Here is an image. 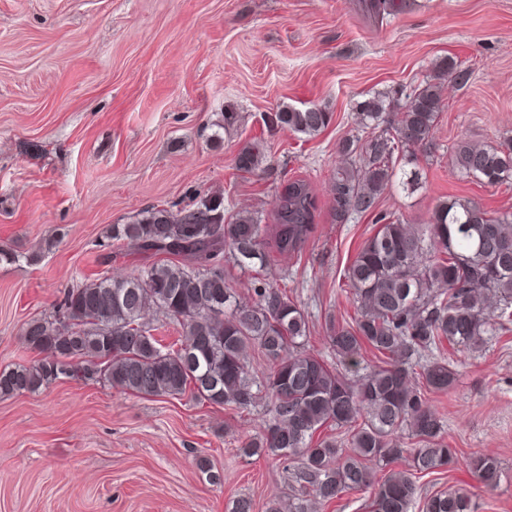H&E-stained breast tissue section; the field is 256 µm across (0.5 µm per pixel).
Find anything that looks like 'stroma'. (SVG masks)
I'll use <instances>...</instances> for the list:
<instances>
[{
    "label": "stroma",
    "instance_id": "stroma-1",
    "mask_svg": "<svg viewBox=\"0 0 512 512\" xmlns=\"http://www.w3.org/2000/svg\"><path fill=\"white\" fill-rule=\"evenodd\" d=\"M448 55L470 80L441 89L433 146L418 154L420 188H387L376 213L337 223V146L356 132V102L421 83ZM312 105L333 114L317 136L272 134L262 122L278 107ZM228 107L241 125L214 143ZM511 138L512 0H409L379 26L358 0H0V246L20 256L0 263V370L41 360L25 327L65 289L144 266L137 250L103 247L110 225L217 190L226 207L270 225L296 179L318 206L300 252L255 273L224 269L247 300L257 278L285 288L308 318L307 350L335 361L328 323L355 315L344 271L377 231V213L424 224L453 197L512 212V184L479 185L451 163L459 141ZM249 143L268 155L266 173L237 170ZM440 352L458 375L427 399L455 463L418 483L428 494L467 489L474 512H512V331L476 351ZM269 408L266 398L242 412L83 378L2 397L0 512H228L240 497L265 512L288 498L291 477L273 454L239 449ZM475 452L500 462L494 491L469 472Z\"/></svg>",
    "mask_w": 512,
    "mask_h": 512
}]
</instances>
